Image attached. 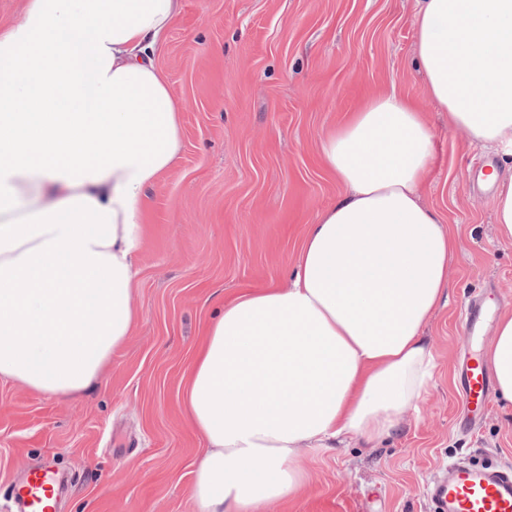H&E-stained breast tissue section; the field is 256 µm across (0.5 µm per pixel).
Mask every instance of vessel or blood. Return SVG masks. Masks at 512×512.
<instances>
[{
  "instance_id": "vessel-or-blood-1",
  "label": "vessel or blood",
  "mask_w": 512,
  "mask_h": 512,
  "mask_svg": "<svg viewBox=\"0 0 512 512\" xmlns=\"http://www.w3.org/2000/svg\"><path fill=\"white\" fill-rule=\"evenodd\" d=\"M496 306L478 299L464 308L461 321L472 344L460 372L466 401L464 424H472L491 398L490 373L479 345L484 326ZM58 482L57 473L41 466L28 471L12 491L16 512H49L46 501ZM432 512H512V468L495 463L455 462L440 466L429 491Z\"/></svg>"
}]
</instances>
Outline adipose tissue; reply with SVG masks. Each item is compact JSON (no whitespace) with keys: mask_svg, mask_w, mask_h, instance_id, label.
Masks as SVG:
<instances>
[{"mask_svg":"<svg viewBox=\"0 0 512 512\" xmlns=\"http://www.w3.org/2000/svg\"><path fill=\"white\" fill-rule=\"evenodd\" d=\"M179 0H26L0 27V377L78 394L136 327L145 190L182 148L155 59ZM416 62L448 125L512 153V0H418ZM435 133L372 97L320 142L344 191L290 288L241 292L204 330L183 406L207 442L196 512L291 498L303 448L377 443L427 388L423 336L457 241L421 194ZM512 407V310L485 352Z\"/></svg>","mask_w":512,"mask_h":512,"instance_id":"adipose-tissue-1","label":"adipose tissue"}]
</instances>
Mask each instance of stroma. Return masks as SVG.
I'll use <instances>...</instances> for the list:
<instances>
[{
	"instance_id": "obj_1",
	"label": "stroma",
	"mask_w": 512,
	"mask_h": 512,
	"mask_svg": "<svg viewBox=\"0 0 512 512\" xmlns=\"http://www.w3.org/2000/svg\"><path fill=\"white\" fill-rule=\"evenodd\" d=\"M416 10V0H180L155 57L182 107L183 148L144 200L137 327L79 396L0 380V512H14L13 481L42 464L70 478L60 512H195L206 443L182 389L203 328L239 292L291 285L307 225L343 191L320 138L395 91L436 132L422 202L458 242L449 299L424 328L433 377L390 438L303 449L307 483L263 512H430L440 464L512 465L499 402L475 432L456 426L460 310L483 291L512 309V243L498 238L492 190L472 183L489 163L512 175V154L449 127L415 63Z\"/></svg>"
}]
</instances>
